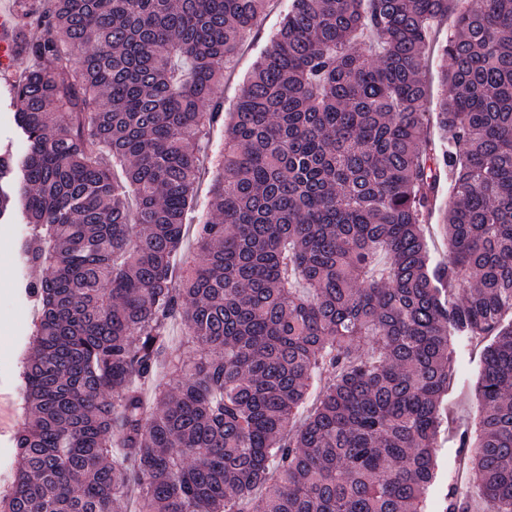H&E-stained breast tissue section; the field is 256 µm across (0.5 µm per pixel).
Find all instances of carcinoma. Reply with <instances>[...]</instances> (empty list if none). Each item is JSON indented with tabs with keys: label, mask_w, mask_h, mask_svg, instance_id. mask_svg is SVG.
Instances as JSON below:
<instances>
[{
	"label": "carcinoma",
	"mask_w": 512,
	"mask_h": 512,
	"mask_svg": "<svg viewBox=\"0 0 512 512\" xmlns=\"http://www.w3.org/2000/svg\"><path fill=\"white\" fill-rule=\"evenodd\" d=\"M461 2L292 0L226 111L265 0H18L27 150L0 149V219L20 197L25 263L50 273L26 284L30 418L0 512H120L134 491L137 512H424L457 346L486 337L471 487L446 512H512V0ZM219 124L212 219L178 275ZM451 27V19L435 21L432 25L431 42L425 55L423 73L426 75L430 86L432 99L435 102L443 93V86L439 78V56L437 54L438 43L448 37V29ZM438 212L431 223L425 227V236L428 243L429 254L434 262H445L448 259V247Z\"/></svg>",
	"instance_id": "carcinoma-1"
}]
</instances>
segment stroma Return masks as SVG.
Masks as SVG:
<instances>
[{
  "label": "stroma",
  "mask_w": 512,
  "mask_h": 512,
  "mask_svg": "<svg viewBox=\"0 0 512 512\" xmlns=\"http://www.w3.org/2000/svg\"><path fill=\"white\" fill-rule=\"evenodd\" d=\"M291 6V0H267L263 11L239 51L226 64L224 82L219 89L225 107H232L247 78L252 74L260 53L267 48ZM18 57L9 71L0 70V144L10 145L15 156H22L25 141L18 133L9 84L28 67ZM26 235L21 218L0 221V493L10 484L15 469L13 443L15 427L25 420L21 398V371L29 349L38 307L27 296L24 284L42 277L39 269H26L20 248ZM481 348L467 343L457 352L458 369L448 385V433L437 453L438 478L428 497L430 512H442L449 478L460 477V453L456 434L471 420L477 402L476 383Z\"/></svg>",
  "instance_id": "stroma-1"
}]
</instances>
